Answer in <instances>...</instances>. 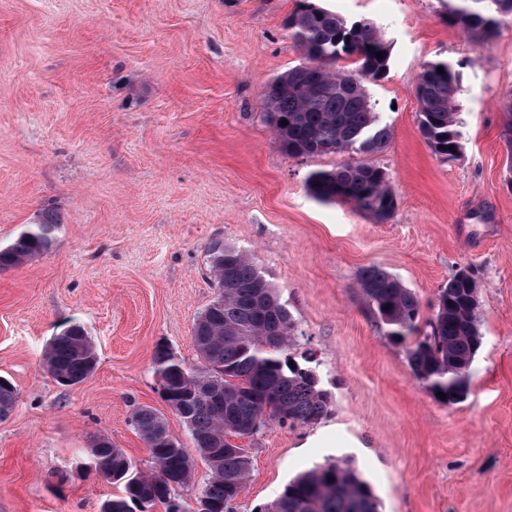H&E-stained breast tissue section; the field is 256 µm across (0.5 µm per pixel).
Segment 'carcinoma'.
<instances>
[{"label":"carcinoma","mask_w":512,"mask_h":512,"mask_svg":"<svg viewBox=\"0 0 512 512\" xmlns=\"http://www.w3.org/2000/svg\"><path fill=\"white\" fill-rule=\"evenodd\" d=\"M512 19V0H452L448 24L462 30L478 46L492 42L505 19ZM288 29L304 62L267 82L263 88L264 121L280 148L290 156L383 153L392 129L375 111L366 84L386 78L390 49L379 23L371 18L349 21L313 0L288 17ZM371 47L372 52L361 49ZM382 51V59L376 52ZM350 60L355 68L337 67ZM444 73H439L438 68ZM461 72L449 62L427 64L417 76L418 129L432 151L452 158L461 150L457 94ZM287 125H281L282 120ZM322 203H345L377 223L391 220L396 193L383 168L348 160L332 170H316L305 181ZM60 228L52 211L28 224L0 248V270L17 267L47 254ZM217 296L193 325L191 340L197 363L190 365L169 347L158 345L153 356L162 390L189 427L210 475L202 491L212 512H230L250 475L247 449L228 438L258 434L271 422L312 425L333 408L318 365L300 364L288 355L295 322L275 288L252 258L220 240L206 249ZM359 287L389 338L405 346L412 374L431 393L446 394L452 407L469 393L470 373L483 346L481 314L470 306V282L455 273L439 289L438 305L423 319L417 295L396 276L379 267L363 272ZM44 366L62 385H75L95 370L94 342L80 324L53 337L43 355ZM17 393L0 378V417L15 408ZM131 426L148 445L153 470H134L123 451L106 437L91 449L99 476L117 484L119 495L102 512H144L155 504L166 512H195L171 497L176 486L190 483L194 461L169 432L157 409L140 405ZM264 512H380L371 484L349 462L317 464L299 474Z\"/></svg>","instance_id":"obj_1"}]
</instances>
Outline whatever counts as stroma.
I'll return each mask as SVG.
<instances>
[{
  "label": "stroma",
  "instance_id": "stroma-1",
  "mask_svg": "<svg viewBox=\"0 0 512 512\" xmlns=\"http://www.w3.org/2000/svg\"><path fill=\"white\" fill-rule=\"evenodd\" d=\"M380 23L389 73L367 90L392 128L374 163L398 200L384 224L324 204L305 180L343 155L292 157L264 124L263 85L302 60L286 26L300 0H0V246L45 210L53 248L0 271V376L18 394L0 420V512H100L118 489L97 476L101 436L137 469L149 453L133 409L164 413L209 470L152 369L157 345L197 361L191 331L216 293L206 248L249 253L297 324L332 412L269 423L242 439L251 460L232 512H262L313 465L348 459L381 512H512V170L501 138L512 102V21L476 46L447 21L448 0H320ZM437 60L458 64L462 149L436 156L413 87ZM381 267L424 317L459 268L473 271L484 343L456 406L412 374L358 285ZM84 326L98 355L84 382L58 384L47 343Z\"/></svg>",
  "mask_w": 512,
  "mask_h": 512
}]
</instances>
